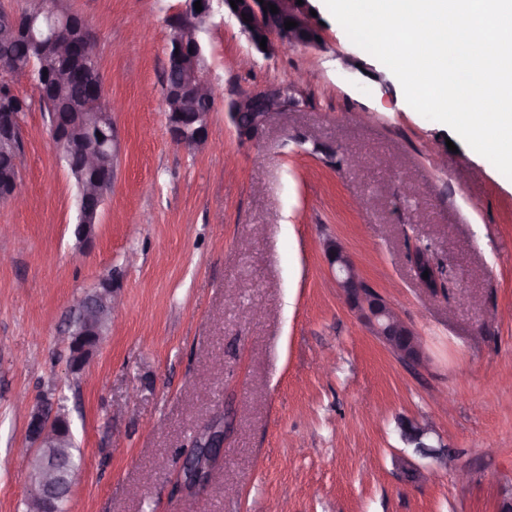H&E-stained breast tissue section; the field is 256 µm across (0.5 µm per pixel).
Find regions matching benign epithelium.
Here are the masks:
<instances>
[{"instance_id": "1", "label": "benign epithelium", "mask_w": 512, "mask_h": 512, "mask_svg": "<svg viewBox=\"0 0 512 512\" xmlns=\"http://www.w3.org/2000/svg\"><path fill=\"white\" fill-rule=\"evenodd\" d=\"M182 11L168 19L170 40L167 48L166 69L176 68L184 73V80L178 86L164 85L163 95L166 104L172 105L168 113V128L171 140L181 148L199 150L209 142L208 128L210 113L199 112L195 101L202 97H214V88L207 80L205 71L198 70L201 48L196 33L201 30L212 13L213 0H201L202 11L195 10L196 0H185ZM224 13L234 20L239 31L245 35L251 48L264 57L275 55L285 46L296 44L298 37L306 34L305 47H317L321 36L319 19L311 15L314 6L310 0H241L237 8H232L229 0H219ZM275 5L278 13L264 12V8ZM43 5L39 0L30 5V14L21 16L11 12H0V24L11 34L25 38L46 70L56 73L62 82L69 73L60 68L61 61L75 58L80 63L98 60L96 42L83 25V18L69 11L53 10L47 18V26L40 30L39 14ZM250 21H245V18ZM288 20L298 26L285 29ZM267 39L266 49H261V39ZM29 81L35 90L40 85L35 72L29 67L13 64V61L0 59V146L14 153V175L0 184V199L6 198L15 203L22 198L20 169L22 165L23 128L21 113L24 103L14 98L15 85ZM298 82L286 85L270 84L245 92L232 100L229 105V118L240 139L257 141L282 115L303 106L296 97ZM49 132L64 155L74 150L72 125L59 120L57 104L48 103ZM100 122L107 126L104 144L118 156L119 144L112 113L97 114ZM101 168L100 154L88 150L81 158L77 170L79 176ZM110 186L102 180L85 181L82 184L79 201V221L76 233L82 234L96 224L99 211L104 204ZM330 264L336 267V283L345 301L358 310L370 324L373 333L400 361L405 364H419L425 360L422 343L414 330L405 323L381 294L369 287L360 277L357 267L344 248L332 242L327 247ZM414 273L420 285L430 292L438 288V272L434 263L426 260H413ZM428 278H423V274ZM114 304L112 279L101 280L96 287L75 299L76 311L71 321L72 333L69 341V365L73 370L81 369L89 355L103 339L101 326L112 320ZM400 436L408 447L422 458H431L436 464L448 467L451 460L448 453L431 444L433 429L415 421L399 423ZM27 438L30 442L28 459L30 477L27 497L31 512H57L59 500L71 493L74 473L66 459L65 445L72 440L68 413L58 403L42 402L29 412ZM223 430L210 425L205 436L198 442L208 448L223 447ZM399 469L406 481L413 484L427 479L431 468L424 467L408 458L401 460Z\"/></svg>"}]
</instances>
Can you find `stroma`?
I'll return each mask as SVG.
<instances>
[{"instance_id":"1","label":"stroma","mask_w":512,"mask_h":512,"mask_svg":"<svg viewBox=\"0 0 512 512\" xmlns=\"http://www.w3.org/2000/svg\"><path fill=\"white\" fill-rule=\"evenodd\" d=\"M99 49L120 145L90 241L31 84L23 204L0 203V512H23L27 406L65 405L80 460L69 512H499L512 489V179L401 85L314 0L319 47L265 58L221 4L199 34L216 93L210 147H176L163 81L185 0H66ZM298 81L304 104L258 141L238 95ZM419 336L409 367L346 304L326 247ZM429 248L430 294L413 272ZM116 289L114 328L69 366L72 299ZM223 464L197 496L180 449L213 418ZM432 426L458 465L410 484L398 424Z\"/></svg>"}]
</instances>
